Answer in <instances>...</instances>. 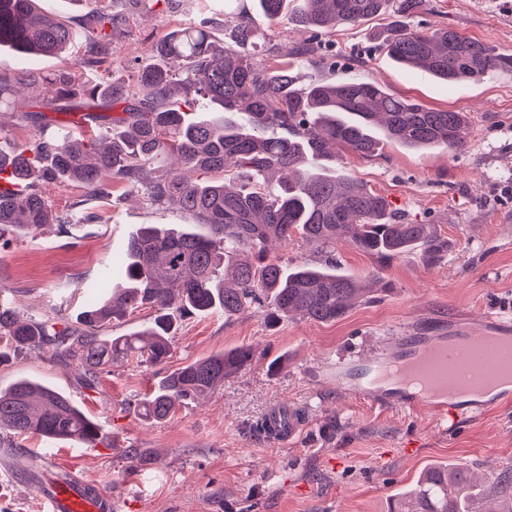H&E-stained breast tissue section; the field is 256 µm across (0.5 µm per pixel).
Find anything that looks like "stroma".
Returning <instances> with one entry per match:
<instances>
[{
    "label": "stroma",
    "instance_id": "stroma-1",
    "mask_svg": "<svg viewBox=\"0 0 512 512\" xmlns=\"http://www.w3.org/2000/svg\"><path fill=\"white\" fill-rule=\"evenodd\" d=\"M411 18L414 29L455 30L512 54V0H425ZM121 17L125 36L112 44L111 80L126 79L128 59L154 63L166 34L191 18H211L223 39L224 0H166L146 9L134 0H98ZM389 20L378 17L327 33L336 68L310 60L297 68L303 81L359 78L389 93L436 110L467 116L463 145L455 150L412 149L390 142L380 156L341 160L340 171L382 194L397 218L433 225L448 250L437 264L420 251L387 264L336 243L340 271L380 277L372 299L353 305L340 320L321 323L291 317L268 319L249 309L225 316L215 310L182 321L168 367L111 366L91 393L74 384L75 368L46 354H22L0 366V388L28 378L66 393L101 426L107 445L87 448L37 435L0 436V450L35 458L51 455L61 466L86 474L118 500L120 512H390L432 462L464 465L485 488L512 469V408L464 419L448 429L427 411L384 409L342 390L336 363L351 371L370 361L373 348L401 332L420 338L447 332L456 322L512 319V72L482 81L445 84L429 72L404 68L374 49L371 36ZM87 48L76 42L64 54L29 58L0 48V76L31 69L45 75L80 68ZM61 219L35 236L0 241V309L38 320L75 321L111 269L124 279L127 239L142 224H186L189 216L148 204L142 194L114 185L98 200L78 185L40 182ZM238 347L252 359L208 394L177 408L161 423L127 407L143 398L167 369ZM285 403L303 417L291 440L273 444L251 425L269 407ZM417 446L414 454L405 443ZM0 512H41L34 488L0 470Z\"/></svg>",
    "mask_w": 512,
    "mask_h": 512
}]
</instances>
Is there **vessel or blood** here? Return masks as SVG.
Returning a JSON list of instances; mask_svg holds the SVG:
<instances>
[{
  "label": "vessel or blood",
  "instance_id": "obj_1",
  "mask_svg": "<svg viewBox=\"0 0 512 512\" xmlns=\"http://www.w3.org/2000/svg\"><path fill=\"white\" fill-rule=\"evenodd\" d=\"M512 339V323L488 319L480 330L457 331L444 342L423 344L401 356L388 355L369 363L353 384L356 395L382 407L425 410L438 420L456 426L464 417L481 416L512 406V384H505L495 361L483 358L481 350L489 339ZM456 356L464 364L479 363L484 377L467 397L448 398L444 362ZM268 423L281 439H292L302 421L292 408L276 406L268 413ZM44 512H114L111 495L101 491L91 479L67 482L57 479L37 484Z\"/></svg>",
  "mask_w": 512,
  "mask_h": 512
}]
</instances>
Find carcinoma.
<instances>
[{"instance_id": "cac0c4a2", "label": "carcinoma", "mask_w": 512, "mask_h": 512, "mask_svg": "<svg viewBox=\"0 0 512 512\" xmlns=\"http://www.w3.org/2000/svg\"><path fill=\"white\" fill-rule=\"evenodd\" d=\"M79 2L91 6L83 20L88 51L82 66L96 70L110 63L121 24L95 7L96 0ZM254 2L252 11H224L232 24L229 40L217 41L207 18H193L160 40L158 63L141 67L134 61L126 82L107 78L82 89L77 101L71 72L0 76V110L20 115L37 130L32 140L0 150V173L10 168L8 181L16 186L0 192V235H32L57 220L37 190V182L47 178L101 195L120 183L193 219L141 225L126 249L127 286L112 288V271L104 270L101 282L111 294L91 300L73 324L1 310L0 338L13 351L49 352L58 362L73 363L80 386L95 392L118 361L150 368L168 364L179 322L190 315L220 309L232 316L265 308L272 318L322 323L342 318L350 301L371 289L334 269L340 236L382 264L414 247L433 264L448 250L432 225L396 219L384 196L354 176H336L335 165L344 152L375 157L389 141L415 149L456 148L465 138L466 115L427 108L372 82L300 85L291 66L264 59L273 47L257 17L271 22L284 17L291 27L312 32L294 54L326 62L331 54L321 34L386 13L392 21L382 49L394 61L446 83L511 72L512 54L451 29L412 28L407 19L422 9L423 0ZM75 38L72 28L38 11L35 0H0V46L53 56ZM24 86L42 93L39 105L20 94ZM50 111L83 113L84 123L111 135L109 144L102 148L91 136L62 130L66 122ZM169 154L182 169L143 182L141 171ZM226 172L239 185L214 177ZM296 238L320 249L325 263L286 268L267 257L268 243ZM142 307L155 310L148 326L111 339L100 336L105 323ZM250 358L249 349L239 347L181 365L134 409L161 422L224 383ZM0 433L79 440L90 448L101 440L99 424L68 396L25 378L0 389ZM404 497L403 512H512V471L484 495L471 486L463 467H429Z\"/></svg>"}]
</instances>
